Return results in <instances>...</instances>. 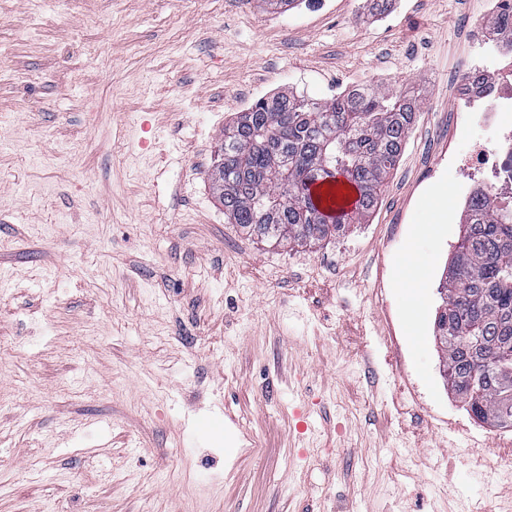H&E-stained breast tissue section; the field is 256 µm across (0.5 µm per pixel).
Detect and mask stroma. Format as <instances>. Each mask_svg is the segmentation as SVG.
<instances>
[{
	"instance_id": "stroma-1",
	"label": "stroma",
	"mask_w": 512,
	"mask_h": 512,
	"mask_svg": "<svg viewBox=\"0 0 512 512\" xmlns=\"http://www.w3.org/2000/svg\"><path fill=\"white\" fill-rule=\"evenodd\" d=\"M483 0H0V512H512V428L433 337ZM419 112L377 210L313 247L224 216L258 98Z\"/></svg>"
}]
</instances>
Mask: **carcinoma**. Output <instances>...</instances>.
<instances>
[{
	"mask_svg": "<svg viewBox=\"0 0 512 512\" xmlns=\"http://www.w3.org/2000/svg\"><path fill=\"white\" fill-rule=\"evenodd\" d=\"M418 104L386 88L330 100L274 93L224 130L211 188L224 216L248 237L312 247L342 235L377 207L416 122ZM344 179L356 212L324 209L311 186ZM434 335L448 392L499 427L512 392V205L496 212L477 191L442 275Z\"/></svg>",
	"mask_w": 512,
	"mask_h": 512,
	"instance_id": "1",
	"label": "carcinoma"
}]
</instances>
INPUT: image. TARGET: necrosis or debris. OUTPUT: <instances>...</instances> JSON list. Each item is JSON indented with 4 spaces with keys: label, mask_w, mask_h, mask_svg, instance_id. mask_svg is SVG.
I'll return each instance as SVG.
<instances>
[{
    "label": "necrosis or debris",
    "mask_w": 512,
    "mask_h": 512,
    "mask_svg": "<svg viewBox=\"0 0 512 512\" xmlns=\"http://www.w3.org/2000/svg\"><path fill=\"white\" fill-rule=\"evenodd\" d=\"M484 7L467 22L482 54L462 61L454 95V110L474 135L465 153L449 154L448 164L458 190L482 185L498 208L512 202V26L495 21L512 14V0H485Z\"/></svg>",
    "instance_id": "necrosis-or-debris-1"
}]
</instances>
